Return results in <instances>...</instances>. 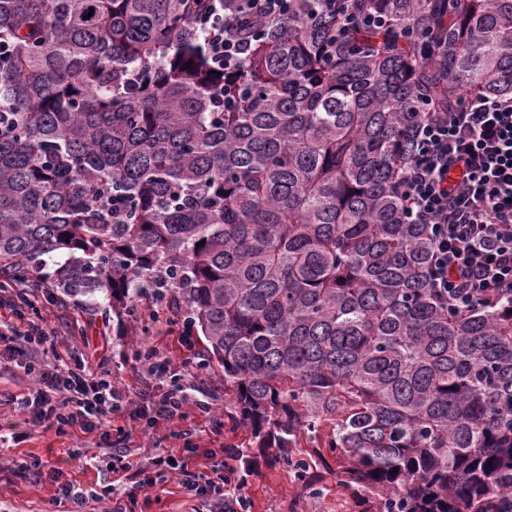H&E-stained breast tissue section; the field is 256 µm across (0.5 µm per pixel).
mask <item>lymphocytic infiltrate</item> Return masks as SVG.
I'll use <instances>...</instances> for the list:
<instances>
[{
  "mask_svg": "<svg viewBox=\"0 0 512 512\" xmlns=\"http://www.w3.org/2000/svg\"><path fill=\"white\" fill-rule=\"evenodd\" d=\"M199 28L215 64L246 54L226 7L200 19ZM400 193L408 223L427 229V277L441 299L461 311L512 293V95H471L452 111L419 113ZM0 308L13 316L0 323V350L25 358L33 381L27 392L9 395L15 411L61 434L80 428L99 448L126 441L128 432L112 427L121 394L111 380L82 357L41 358L54 332L26 292L1 293ZM154 372L157 382L137 409L150 427L184 418L187 403L169 364ZM151 463L159 477L177 475L195 496L212 498L217 512L239 500L223 469L209 476L193 471L186 455H158Z\"/></svg>",
  "mask_w": 512,
  "mask_h": 512,
  "instance_id": "obj_1",
  "label": "lymphocytic infiltrate"
}]
</instances>
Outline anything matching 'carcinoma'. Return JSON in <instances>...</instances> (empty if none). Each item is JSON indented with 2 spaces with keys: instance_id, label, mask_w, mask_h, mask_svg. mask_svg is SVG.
Instances as JSON below:
<instances>
[{
  "instance_id": "obj_1",
  "label": "carcinoma",
  "mask_w": 512,
  "mask_h": 512,
  "mask_svg": "<svg viewBox=\"0 0 512 512\" xmlns=\"http://www.w3.org/2000/svg\"><path fill=\"white\" fill-rule=\"evenodd\" d=\"M206 5L0 0V289L168 295L299 478L304 438L362 512H512V296L449 311L399 194L421 101L512 94V0H289L222 69Z\"/></svg>"
}]
</instances>
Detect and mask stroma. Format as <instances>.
I'll return each instance as SVG.
<instances>
[{
	"instance_id": "1",
	"label": "stroma",
	"mask_w": 512,
	"mask_h": 512,
	"mask_svg": "<svg viewBox=\"0 0 512 512\" xmlns=\"http://www.w3.org/2000/svg\"><path fill=\"white\" fill-rule=\"evenodd\" d=\"M29 292L57 334L59 354L76 349L92 361L102 362L113 386L131 401L146 387L144 354L156 349L160 356L180 366L189 402L186 419L162 423L151 430L145 429L143 421L133 419L130 403L115 414V424L132 431L122 451L129 464L125 470L113 469L112 450L95 447L81 433L60 435L52 428L24 425L9 405H0V427L27 433L22 443L0 446V465L32 455L46 462L44 468L28 471L24 478L0 480V512H49L53 507L58 512H68L69 502L56 500L58 485L50 476L54 469L61 472L63 480L76 481L87 488L111 486L113 498L135 495L134 512H207V503L188 494L176 477H168L145 492L138 491L134 477L138 469L144 470L146 476H154L151 458L181 454L188 442L199 446L201 454L194 462L205 473L212 464L205 456L206 450L223 444L247 447V430H228L221 436L209 431V416L224 414V373L215 364L199 367L205 338L195 337L192 348L182 346L179 336L183 318L171 312L165 300L154 307L138 299L129 302L117 322L107 313L103 296L76 301L60 289L43 287L37 280L31 282ZM199 400L210 404V415H201L195 406ZM292 455L308 463L311 481L298 479L293 470L272 456L258 458L242 489L248 512H359L355 495L336 481L335 461L320 463L307 442L293 449Z\"/></svg>"
}]
</instances>
